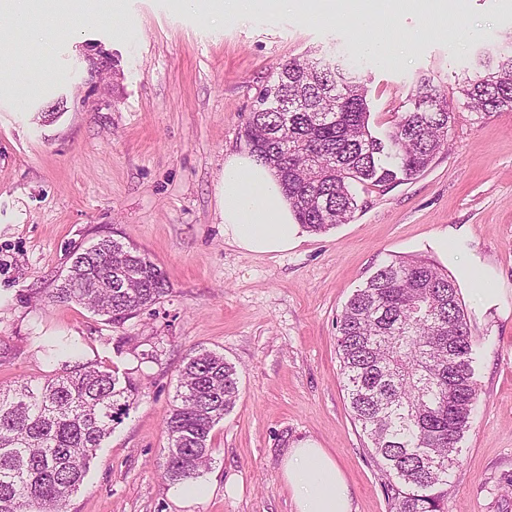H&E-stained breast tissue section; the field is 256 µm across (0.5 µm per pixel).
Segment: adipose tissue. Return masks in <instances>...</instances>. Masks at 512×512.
Listing matches in <instances>:
<instances>
[{
  "label": "adipose tissue",
  "instance_id": "adipose-tissue-1",
  "mask_svg": "<svg viewBox=\"0 0 512 512\" xmlns=\"http://www.w3.org/2000/svg\"><path fill=\"white\" fill-rule=\"evenodd\" d=\"M221 217L225 238L253 254L286 252L307 233L278 173L249 152L224 159ZM282 478L293 493L295 512H353L346 478L330 453L314 441L290 449Z\"/></svg>",
  "mask_w": 512,
  "mask_h": 512
}]
</instances>
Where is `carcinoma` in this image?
<instances>
[{"instance_id": "1", "label": "carcinoma", "mask_w": 512, "mask_h": 512, "mask_svg": "<svg viewBox=\"0 0 512 512\" xmlns=\"http://www.w3.org/2000/svg\"><path fill=\"white\" fill-rule=\"evenodd\" d=\"M478 62L457 102L480 115L512 111V49ZM277 93H260L245 133L281 175L298 223L313 233L347 223L353 186H385L423 172L447 145L456 108L423 80L386 134L372 135L364 80L322 56L281 66ZM162 272L136 247L103 238L73 253L51 298L76 301L113 325L167 293ZM338 354L354 420L397 478L395 512H445L443 487L459 463L477 398L473 339L455 281L422 258L380 267L343 307ZM40 385L0 389V512H61L83 484L138 387L83 363ZM238 372L201 351L182 366L178 404L165 419L164 477L186 482L211 460V432L233 408Z\"/></svg>"}]
</instances>
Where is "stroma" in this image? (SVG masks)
<instances>
[{"label":"stroma","mask_w":512,"mask_h":512,"mask_svg":"<svg viewBox=\"0 0 512 512\" xmlns=\"http://www.w3.org/2000/svg\"><path fill=\"white\" fill-rule=\"evenodd\" d=\"M443 30L419 11L387 16L301 7L187 13L176 0H102L99 21L53 9L0 18V387L60 373L44 346L132 373L141 393L103 443L64 512H294L282 480L290 448L311 439L336 459L354 512H394L395 478L350 411L336 321L381 266L425 258L455 280L473 334L478 402L460 443L447 512H512V112H456L449 146L420 175L355 185L348 223L284 253L224 238L220 180L245 150L244 124L280 64L331 55L357 63L373 135L410 108L421 79L455 96L481 55L512 32V0H452ZM54 32L51 52L29 42ZM409 44L384 63L365 43ZM107 56L99 77L90 59ZM110 236L162 271L168 293L115 327L50 294L72 248ZM447 237V249L437 242ZM223 354L239 375L233 409L211 433L207 497H177L163 475L164 419L189 354Z\"/></svg>","instance_id":"stroma-1"}]
</instances>
